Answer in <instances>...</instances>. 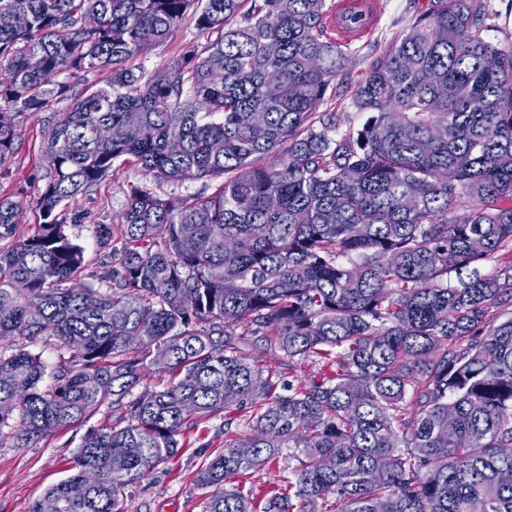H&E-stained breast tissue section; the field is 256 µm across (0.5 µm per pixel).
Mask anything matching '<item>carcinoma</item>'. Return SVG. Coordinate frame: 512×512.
Segmentation results:
<instances>
[{"label": "carcinoma", "mask_w": 512, "mask_h": 512, "mask_svg": "<svg viewBox=\"0 0 512 512\" xmlns=\"http://www.w3.org/2000/svg\"><path fill=\"white\" fill-rule=\"evenodd\" d=\"M25 2L19 26L0 0V179L22 115L46 113L48 165L32 234L0 195V443L104 418L32 512H124L223 414L202 512H512V44L482 36L487 0H429L351 87L366 120L338 139L320 106L349 44L327 0ZM188 18L205 41L127 66ZM99 73L71 98L56 80ZM118 163L147 180L120 247L96 225L91 273L69 205ZM186 180L203 187L154 189ZM258 345L330 375L284 386ZM284 448L281 484L231 482Z\"/></svg>", "instance_id": "1"}]
</instances>
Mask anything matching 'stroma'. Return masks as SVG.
Listing matches in <instances>:
<instances>
[{
	"mask_svg": "<svg viewBox=\"0 0 512 512\" xmlns=\"http://www.w3.org/2000/svg\"><path fill=\"white\" fill-rule=\"evenodd\" d=\"M427 0H382L378 22L350 46L349 68L343 72L336 93L327 98L326 107L340 115L339 133L358 129L364 114L349 104V84L361 77L370 60L396 40L408 20L425 6ZM204 34L192 20L183 21L170 40L147 54L135 58V65L154 71L164 70L170 59L191 42L204 41ZM17 142L12 174L0 179V195L20 201V234H29L37 215L32 203L41 192L47 161L41 152L43 125L40 118L22 116L17 120ZM138 170L120 168L108 177L98 191L78 202L84 215L75 227L78 242L85 249L89 268H96L99 257L94 227L98 224L119 225L126 208L128 186L138 181ZM255 358L266 370L277 374L281 382L317 379L318 365L298 358L291 359L277 349H261ZM88 430L78 425L54 432L37 448H11L0 445V512H31L33 504L45 491L66 476L71 458ZM184 445L166 464L140 480L124 502L125 512H201L205 489L196 483L197 472L212 452L224 446V419L216 417L200 422L187 431Z\"/></svg>",
	"mask_w": 512,
	"mask_h": 512,
	"instance_id": "1",
	"label": "stroma"
}]
</instances>
